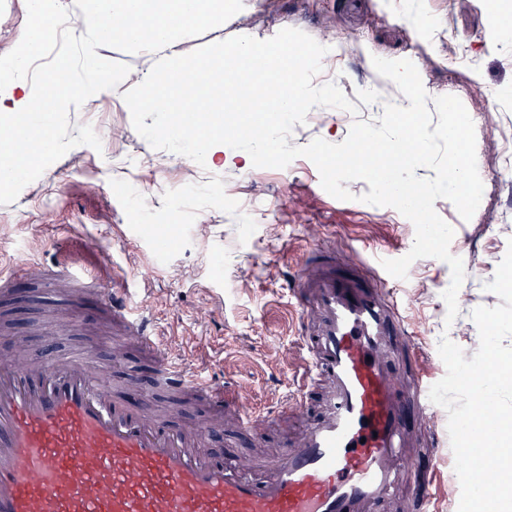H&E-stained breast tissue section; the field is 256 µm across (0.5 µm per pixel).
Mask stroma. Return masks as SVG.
Masks as SVG:
<instances>
[{
	"instance_id": "1",
	"label": "stroma",
	"mask_w": 512,
	"mask_h": 512,
	"mask_svg": "<svg viewBox=\"0 0 512 512\" xmlns=\"http://www.w3.org/2000/svg\"><path fill=\"white\" fill-rule=\"evenodd\" d=\"M242 2L243 10L223 28L177 40L178 54L238 35L266 40L284 28L318 40L326 20L339 32L341 59L333 81L344 112L295 125L289 145L317 138L339 143L355 121L377 122L364 92L389 90L387 73L373 65L378 58L412 59L423 86L448 83L464 102L473 89L490 92L493 121L512 133V42L499 33L503 19L512 18V0H277L271 11L265 0ZM26 20V0H0V55L17 46ZM215 76L211 112H234L241 125L261 126L266 113L239 112V84L223 83V71ZM181 118L177 109L133 112L109 94L63 102L55 142L35 177L18 190L0 191V264L23 251L43 261L64 254L95 272L107 289L149 271L133 298L146 302L164 342L191 368L247 390L257 407L272 408L287 395L291 374L303 361L289 289L309 251L318 245L335 250L350 265L372 252L397 259L411 250L415 227L394 208L360 202L369 190L365 181L348 183L353 200L332 197L304 157L258 174L199 168L188 151L171 146L170 133ZM116 128L123 138L113 139ZM476 142L487 191L481 206L466 221L449 200L434 203L454 230L450 252L464 264L458 316L446 319V262L420 258L406 278L387 279L425 356L423 368L437 380L446 373L438 353L442 337L458 344L465 358L476 352L478 329L470 313L499 304L485 281L512 238V172H503L484 135ZM139 202L149 224L129 218ZM57 299L52 287L18 282L13 325L0 329V351L25 354L40 345L64 357L87 345L94 363L110 365L122 400L135 388L127 373L150 383L151 363L138 347L129 346L130 358L113 360L114 349L128 346L127 340L94 299H86L70 335H59L49 320ZM298 426L295 419L273 422L260 436L240 438L233 452L250 459L273 456Z\"/></svg>"
}]
</instances>
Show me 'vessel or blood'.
Listing matches in <instances>:
<instances>
[{"mask_svg": "<svg viewBox=\"0 0 512 512\" xmlns=\"http://www.w3.org/2000/svg\"><path fill=\"white\" fill-rule=\"evenodd\" d=\"M29 147L27 134L0 131L1 161ZM310 258L314 274L293 290L302 309V372L275 412L235 413L243 436L275 418L303 416L302 430L265 465L210 451L224 425L223 386L172 355L154 318L131 309L127 288L104 291L80 265L26 253L0 265L2 296L34 273L95 296L149 353L155 382L129 405L97 373L89 351L0 356V512H389L410 470L407 418L432 415L425 372H405L422 353L382 282L325 247ZM159 387L209 403L208 422L184 426L159 414ZM320 387L327 391L322 412L304 417Z\"/></svg>", "mask_w": 512, "mask_h": 512, "instance_id": "1", "label": "vessel or blood"}]
</instances>
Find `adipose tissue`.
Listing matches in <instances>:
<instances>
[{"label":"adipose tissue","instance_id":"1","mask_svg":"<svg viewBox=\"0 0 512 512\" xmlns=\"http://www.w3.org/2000/svg\"><path fill=\"white\" fill-rule=\"evenodd\" d=\"M223 67L230 80H237L241 75L272 73L282 74L273 99L274 114L262 125L256 143L259 153L273 155V147L279 138V129L288 115L297 110L301 100H324L325 93L321 87L312 85L302 72L288 61V51L278 45L259 46L249 40L238 42L232 50L221 51ZM191 81L178 82L172 76H161L159 69L144 72L138 91H130L120 78H113L111 89L113 96L125 100L130 111H138V103L143 95H150L154 101L153 109L157 112L168 111L172 100L185 98L195 93L207 95L211 82V62L209 58L196 59L188 69ZM66 66H59L47 79L50 92L45 97L46 109L35 112L31 107V95L23 80H15L0 87V115L11 121L14 126L27 131L32 141L28 160L13 161L9 169L0 173V189L10 191L19 187L31 175L32 161L43 156L49 143L54 140V115L58 110L59 92L74 93L75 97H94L99 95L103 86L92 81L80 87H72ZM176 149L191 148L201 156L208 166H249L251 155L238 148L230 138L218 139L209 131L198 132L194 139H186L182 131H175L171 136Z\"/></svg>","mask_w":512,"mask_h":512}]
</instances>
